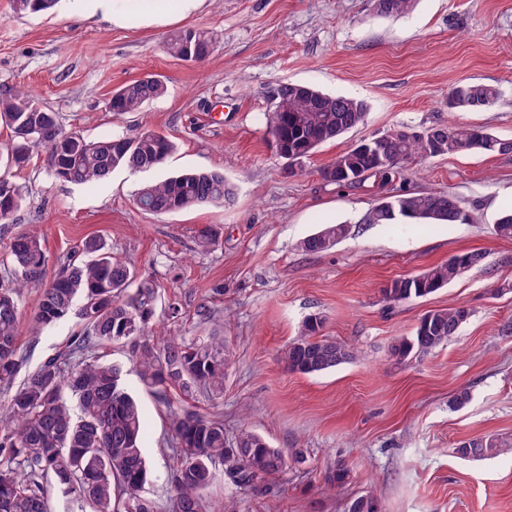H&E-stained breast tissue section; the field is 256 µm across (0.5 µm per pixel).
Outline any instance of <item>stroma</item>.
Instances as JSON below:
<instances>
[{"label": "stroma", "instance_id": "35a3bbf8", "mask_svg": "<svg viewBox=\"0 0 512 512\" xmlns=\"http://www.w3.org/2000/svg\"><path fill=\"white\" fill-rule=\"evenodd\" d=\"M114 2L128 21L89 12L82 0L38 14L15 13L11 0H0V95L24 87L66 131L88 138L162 132L177 149L154 178L219 170L236 194L222 206L153 214L133 202L145 174L121 170L73 184L54 178L43 148L34 147L28 164L11 171L26 200L12 223L0 224V260L12 236L33 230L51 277L98 237L138 280L156 284L155 320L166 331H221L230 354L224 393L195 397L189 407L223 417L227 438L246 427L304 461L271 478L265 493L240 489L217 470L206 492L211 512L229 498L239 512H347L364 494L382 512H512V453L472 460L454 452L469 438L512 437V239L495 231L512 209V154L417 159L353 187L320 174L353 144L402 125L455 123L512 138V0H417L413 12L391 18L376 16L371 0H200L165 18L136 16L133 0ZM188 27L215 36L203 62L166 50L170 35ZM146 75L161 79L165 94L137 112H110L113 90ZM286 82L362 99L367 120L289 169L266 128L272 93ZM462 82L496 86L501 96L482 111L449 108L448 92ZM404 192L451 194L470 219L367 223L381 198ZM326 224L350 233L327 252H301L299 242ZM205 225L219 234L208 250L198 245ZM469 250L482 252V262L446 287L384 302L392 280ZM40 290L28 285L21 300L26 372L65 351L83 328L72 314L33 333ZM172 302L181 309L176 320L167 317ZM455 306L471 317L450 343L413 362L390 358L391 344L411 335L425 312ZM315 313L325 318L323 336L360 357L318 375L289 372L278 354ZM107 357L122 364L141 403L152 472L144 495L163 510L173 465L165 408L121 348ZM463 390L469 403L449 408ZM339 459L352 481L333 491L325 473Z\"/></svg>", "mask_w": 512, "mask_h": 512}]
</instances>
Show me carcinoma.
Segmentation results:
<instances>
[{"mask_svg": "<svg viewBox=\"0 0 512 512\" xmlns=\"http://www.w3.org/2000/svg\"><path fill=\"white\" fill-rule=\"evenodd\" d=\"M57 0H21L20 13L51 10ZM380 17L409 14L416 0H372ZM215 37L201 28L174 34L169 53L185 62H200L214 51ZM166 91L152 75L131 81L112 92L111 110L137 112ZM500 97L497 87L478 82L459 83L450 89L448 105L483 110ZM367 103L359 98L329 95L306 85L288 87V97L273 101L269 115L270 143L286 137L292 148L311 157L316 150L365 122ZM0 123L16 142L6 166L20 168L28 149L46 150L52 174L78 184L102 180L113 171L151 172L161 167L175 150L174 142L152 130L135 136L88 140L63 131L56 113L36 105L30 92L19 89L0 97ZM435 141L406 126L386 133L383 142L367 152L357 146L336 155L321 169L332 183L354 185L368 176H386L415 158L446 155L512 154V139L469 126L437 125ZM234 196V188L216 170L187 171L160 181H146L135 200L156 214L201 205H221ZM21 187L8 175L0 176V224H8L22 207ZM400 218L426 224L457 223L468 215L457 199L446 193L407 192L392 196L367 213L370 224H393ZM349 234L346 224H328L301 241L300 248L318 254L333 248ZM86 259L70 263L44 285L33 315V328L41 330L64 319L74 301L82 298V333L73 337L63 355L46 359L22 379L18 344L20 300L29 282L44 280L46 255L40 237L31 232L14 236L7 259L11 280L0 284V385L13 391L0 403V512H51L50 491L74 499L90 512H157L156 503L141 496L151 479L140 444L142 418L139 404L129 393L122 368L97 354L99 349L128 344L141 384L159 395L172 426L171 451L176 461L168 481L173 488L168 512H210L204 496L215 468L221 464L238 486L259 492L281 473L288 458L260 434L241 431L232 440L224 436V421L203 416L182 406L199 393L223 391L229 351L216 332L186 340L181 336H156L150 322L155 314L156 291L142 281L136 289L135 269L112 256L105 244L88 240ZM478 251L454 254L419 276L391 281L383 299L397 303L427 297L477 265ZM471 316L464 306L432 309L419 320L414 332L394 341L390 357L398 364L422 358L448 344ZM325 318L310 314L299 333L281 351L286 369L316 375L357 358L350 346L321 334ZM512 448V438L489 434L464 441L456 448L463 458L494 457ZM351 470L339 460L325 477L332 489L349 483ZM358 504L348 512H381L371 495L348 502Z\"/></svg>", "mask_w": 512, "mask_h": 512, "instance_id": "1", "label": "carcinoma"}]
</instances>
